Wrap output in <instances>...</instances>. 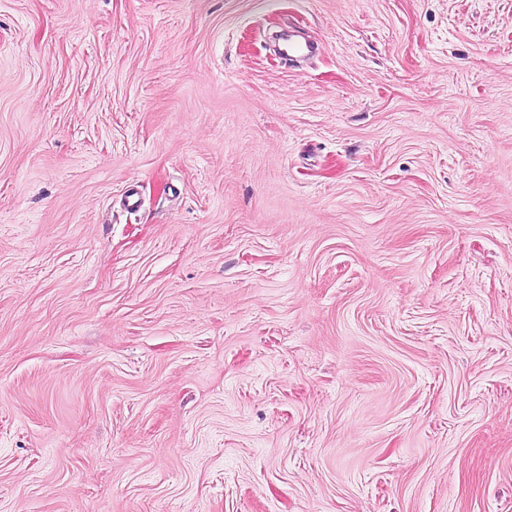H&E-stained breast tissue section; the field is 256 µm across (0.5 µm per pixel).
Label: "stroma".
<instances>
[{
    "instance_id": "obj_1",
    "label": "stroma",
    "mask_w": 512,
    "mask_h": 512,
    "mask_svg": "<svg viewBox=\"0 0 512 512\" xmlns=\"http://www.w3.org/2000/svg\"><path fill=\"white\" fill-rule=\"evenodd\" d=\"M0 512H512V0H0Z\"/></svg>"
}]
</instances>
